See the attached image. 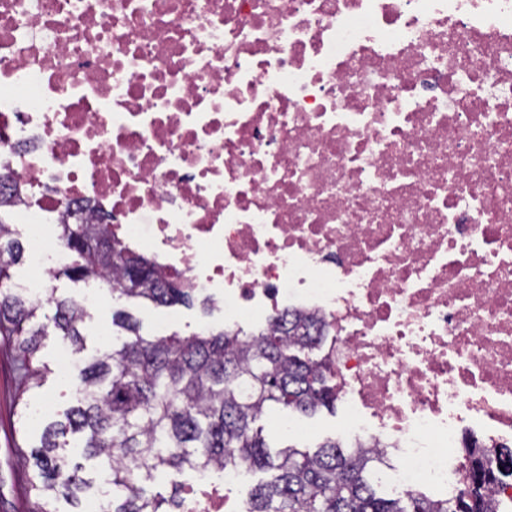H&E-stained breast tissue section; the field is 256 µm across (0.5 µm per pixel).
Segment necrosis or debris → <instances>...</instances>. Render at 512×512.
<instances>
[{"instance_id":"obj_1","label":"necrosis or debris","mask_w":512,"mask_h":512,"mask_svg":"<svg viewBox=\"0 0 512 512\" xmlns=\"http://www.w3.org/2000/svg\"><path fill=\"white\" fill-rule=\"evenodd\" d=\"M2 186L33 299L78 205L225 329L321 319L343 435L402 492L512 444V0H0Z\"/></svg>"}]
</instances>
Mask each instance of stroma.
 <instances>
[{
  "label": "stroma",
  "instance_id": "stroma-1",
  "mask_svg": "<svg viewBox=\"0 0 512 512\" xmlns=\"http://www.w3.org/2000/svg\"><path fill=\"white\" fill-rule=\"evenodd\" d=\"M46 288L54 297L79 299L97 296L81 325L86 347L75 355L76 367H83L97 352L110 342L115 332L112 314L123 310L138 321L140 332L145 336H189L200 329L222 330L224 311L206 307L200 302L192 305L158 306L150 302L115 299L107 286L97 279L73 281L60 276L46 281ZM64 347L60 337L45 341L38 353V363L45 374L40 387L22 391L16 378L15 361L9 347L0 341V512H29L34 501L28 476L32 471L24 461L25 447L31 445L41 432L39 421L21 420L24 404L49 403L52 412L63 413L72 404L73 381L59 370V357ZM296 427L292 432H279L270 417L260 421L270 446L279 450L293 446L313 451L329 440L342 437L345 415L342 407L334 410L320 409L315 413L295 415Z\"/></svg>",
  "mask_w": 512,
  "mask_h": 512
}]
</instances>
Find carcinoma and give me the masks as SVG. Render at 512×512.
Returning <instances> with one entry per match:
<instances>
[{"mask_svg": "<svg viewBox=\"0 0 512 512\" xmlns=\"http://www.w3.org/2000/svg\"><path fill=\"white\" fill-rule=\"evenodd\" d=\"M60 239L72 255L52 274L72 280L117 281L113 292L156 305L188 303L186 288H174L148 258L129 249L108 224H62ZM24 254L11 225L0 221V337L11 347L23 391L40 385L37 354L50 336L81 352L85 310L71 299L48 298L54 312L10 288ZM120 334L78 374L77 405L62 420L44 425L30 457L35 501L30 512H54L61 493L74 497L89 482L69 459L67 435L80 436L87 459L112 487L105 512H169L146 484L163 471L186 468L222 474L274 469L257 485L248 512H500L490 485L512 483V471L489 467L477 449L465 448L469 482L457 495L433 501L421 493L384 497L373 485L384 460L364 449L329 441L310 454L293 446L271 452L255 423L274 407L303 414L336 402L323 363L312 356L322 330L309 315L285 312L270 327L146 337L123 311L112 316Z\"/></svg>", "mask_w": 512, "mask_h": 512, "instance_id": "obj_1", "label": "carcinoma"}]
</instances>
